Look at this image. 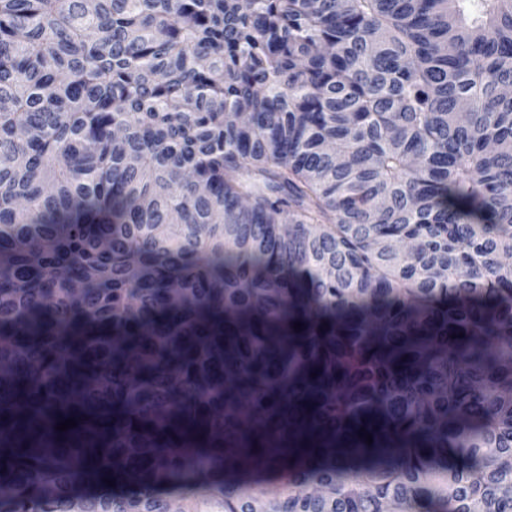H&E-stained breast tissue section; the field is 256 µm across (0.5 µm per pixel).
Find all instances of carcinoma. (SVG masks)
<instances>
[{
    "label": "carcinoma",
    "instance_id": "carcinoma-1",
    "mask_svg": "<svg viewBox=\"0 0 512 512\" xmlns=\"http://www.w3.org/2000/svg\"><path fill=\"white\" fill-rule=\"evenodd\" d=\"M510 87L512 0H0V512H512Z\"/></svg>",
    "mask_w": 512,
    "mask_h": 512
}]
</instances>
